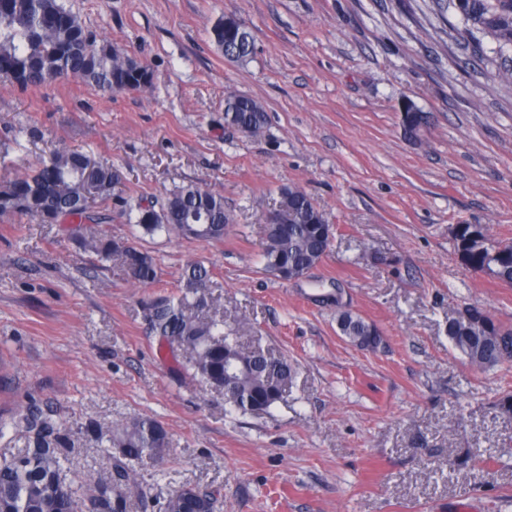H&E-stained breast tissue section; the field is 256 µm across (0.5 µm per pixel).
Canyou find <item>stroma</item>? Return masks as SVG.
<instances>
[{
  "mask_svg": "<svg viewBox=\"0 0 512 512\" xmlns=\"http://www.w3.org/2000/svg\"><path fill=\"white\" fill-rule=\"evenodd\" d=\"M97 38L143 61L150 84L107 93L73 78L20 90L0 83V178L59 147L121 176L103 231L160 267L130 286L93 266L72 226L0 216V458L27 438L30 405L68 437V481L111 471L99 427L162 421L170 452L136 463L146 492L130 512L184 486L216 494V512H512V366L474 367L448 321L476 305L512 326V286L468 269L451 229L485 224L512 241V52L460 38L436 0H64ZM251 34L246 64L209 38L224 15ZM236 92L265 108L258 135L224 125ZM429 115L409 140L399 107ZM197 183L232 221L219 241L144 234L125 198ZM285 186L304 189L334 239L303 277L282 281L259 258ZM210 272V312L242 342L291 362L271 411H229L184 356L150 332L145 304L176 294L187 262ZM348 309L380 345L341 336ZM483 455L484 466L468 458Z\"/></svg>",
  "mask_w": 512,
  "mask_h": 512,
  "instance_id": "stroma-1",
  "label": "stroma"
}]
</instances>
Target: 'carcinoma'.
<instances>
[{
  "label": "carcinoma",
  "instance_id": "obj_1",
  "mask_svg": "<svg viewBox=\"0 0 512 512\" xmlns=\"http://www.w3.org/2000/svg\"><path fill=\"white\" fill-rule=\"evenodd\" d=\"M439 7L452 9L460 18L463 38L478 44L488 37L500 52L512 51V0H442ZM211 38L230 61L243 63L253 52L249 32L234 15L218 19ZM71 75L103 91L135 90L151 80L142 63L118 54L108 40L93 39L62 0H0V82L39 88ZM400 111L409 122L405 134L420 139L429 124L427 113L409 99L401 103ZM224 123L255 135L265 124V110L253 97L230 93L224 98ZM90 161L79 151L55 150L34 169L1 179L0 216L26 213L43 224L82 225L85 251L98 262L118 260L131 286L149 287L159 277L156 259L133 243L90 228L107 222V217L81 201L105 202L120 183L117 171L98 161L94 182H86L84 170ZM127 204L129 222L149 235L165 231L186 239L218 240L230 223L224 196L193 184L176 188L160 201ZM274 213L277 224L267 229L260 260L275 277L298 279L331 245L323 233L326 218L313 199L295 186L281 189ZM477 228L479 244L470 241L469 224L453 236L457 256L466 267L479 268L491 279L512 286V242L494 238L481 224ZM208 280L204 266L187 264L178 294L146 303L150 330L161 342L180 350L194 376L224 395L232 409L268 412L292 382L294 367L286 359L243 345L236 332L224 329V321L204 314L212 301ZM338 328L354 346L375 348L380 343L377 328L351 311L339 314ZM448 339L473 366L491 369L512 364V326L493 319L467 324L452 318ZM20 422L28 433L27 446L0 460V512H75L80 492L84 502L106 512H128L129 500L140 494L130 463L160 462L169 452L168 432L157 419L111 424L100 435L119 457L108 475L89 479L79 490L62 478L66 443L62 427L35 407ZM212 507L211 493L184 487L163 499L160 512H212Z\"/></svg>",
  "mask_w": 512,
  "mask_h": 512
}]
</instances>
